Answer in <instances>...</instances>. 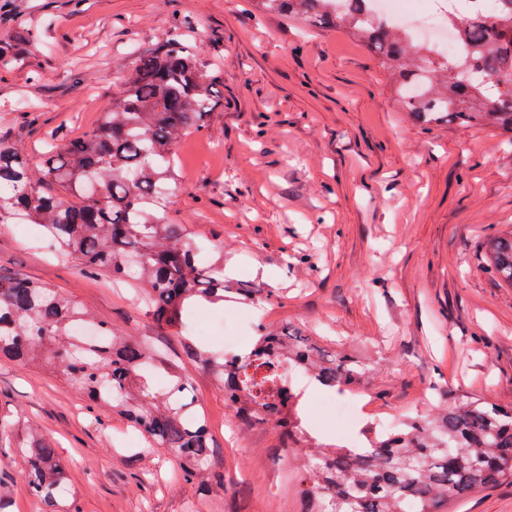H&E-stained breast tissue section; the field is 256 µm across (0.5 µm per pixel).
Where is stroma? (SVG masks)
<instances>
[{"instance_id":"obj_1","label":"stroma","mask_w":512,"mask_h":512,"mask_svg":"<svg viewBox=\"0 0 512 512\" xmlns=\"http://www.w3.org/2000/svg\"><path fill=\"white\" fill-rule=\"evenodd\" d=\"M176 7L224 82L208 131L177 147L183 191L169 223L223 244L225 278L272 293L270 329L361 355L374 413L442 412L466 397L512 404V286L485 272L482 249L512 228V147L490 130L413 123L356 36L255 20L250 0H86L78 14L70 0H23L0 14V39L48 29L28 49L43 83L0 72V136L36 163L52 132L95 125L131 47L157 46ZM73 71L86 82L70 83ZM31 97L42 105L34 123ZM0 266L58 289L117 334L153 337L194 377L212 453L188 481L164 449H128L124 419L89 408L62 377L0 361V418L52 444L80 512H302L307 455L283 461L269 423H234L223 385L134 289L59 261L21 220L0 224ZM36 509L20 457L0 442V512ZM448 512H512V483Z\"/></svg>"}]
</instances>
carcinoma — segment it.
I'll use <instances>...</instances> for the list:
<instances>
[{
    "label": "carcinoma",
    "instance_id": "obj_1",
    "mask_svg": "<svg viewBox=\"0 0 512 512\" xmlns=\"http://www.w3.org/2000/svg\"><path fill=\"white\" fill-rule=\"evenodd\" d=\"M337 0H260L266 13L308 26L356 35L388 67L399 102L422 125L456 123L509 135L512 145V14L457 16L456 52L432 57L402 29L336 7ZM191 22L174 16L162 43L131 50L134 65L121 79L112 107L78 136L59 135L39 165L0 139V223L22 216L41 227L48 245L87 275L132 281L143 288L154 322L184 335L195 361L224 382V405L246 418L260 417L302 435L297 395L274 397L275 376L249 375L252 358L305 370L323 387L359 388L365 364L357 355H326L298 333L261 328L250 348L229 361L186 334V312L226 301L251 303L248 288L224 287V247L210 250L165 221L163 211L181 191L177 142L200 133L219 102L216 75L189 36ZM26 67L25 58L0 40V71ZM54 184L67 199L44 188ZM486 272L512 285V230L485 241ZM85 320L99 340L71 334ZM0 358L62 372L95 405L125 415L149 444L165 448L186 479L208 464L210 441L192 377L164 358L147 338L129 340L70 298L0 268ZM165 376L160 389L141 367ZM31 497L41 512H71L68 477L54 449L37 433L17 439ZM512 478V405L488 402L451 406L442 416L416 415L388 433H368L366 448L331 445L314 457L300 480L316 512H440L442 502Z\"/></svg>",
    "mask_w": 512,
    "mask_h": 512
}]
</instances>
